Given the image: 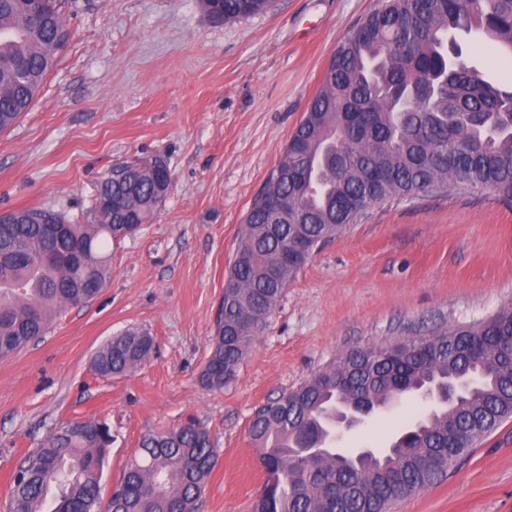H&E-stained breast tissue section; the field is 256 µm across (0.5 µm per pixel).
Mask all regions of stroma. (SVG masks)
Returning <instances> with one entry per match:
<instances>
[{
  "instance_id": "1",
  "label": "stroma",
  "mask_w": 512,
  "mask_h": 512,
  "mask_svg": "<svg viewBox=\"0 0 512 512\" xmlns=\"http://www.w3.org/2000/svg\"><path fill=\"white\" fill-rule=\"evenodd\" d=\"M376 2L274 0L215 24L199 0H69L68 41L29 111L0 131V213L50 208L87 223L97 183L131 157L163 155L171 181L155 218L113 243L101 293L0 361V512L25 457L62 423L109 426L107 496L144 434L190 416L217 454L197 512H251L259 406L345 351L476 324L512 303V204L488 191L394 200L313 254L229 385L200 382L244 214L331 55ZM129 329L153 337L150 356L128 375H96L95 352ZM427 409L380 413L344 445L385 446ZM394 512H512V418Z\"/></svg>"
}]
</instances>
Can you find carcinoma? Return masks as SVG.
I'll use <instances>...</instances> for the list:
<instances>
[{"mask_svg": "<svg viewBox=\"0 0 512 512\" xmlns=\"http://www.w3.org/2000/svg\"><path fill=\"white\" fill-rule=\"evenodd\" d=\"M221 21L265 13L272 0H200ZM65 0H0V131L28 111L69 32ZM512 57V0H378L332 55L282 158L251 201L229 265L202 385L236 377L254 339L309 258L390 201L450 189L490 190L512 202V86L463 58L455 35ZM165 194L117 165L98 187L91 220L24 208L0 218V361L46 334L65 309L92 300L110 275L124 224H145ZM290 252L280 264L277 255ZM127 330L95 354L104 378L150 354ZM481 380L429 410L364 457L291 452L325 438L339 402L381 411L413 385ZM512 417V304L475 326L348 350L261 405L250 423L264 481L252 512H391ZM112 444L97 420L68 422L18 469L11 512H99ZM208 431L190 418L148 433L127 462L108 512H194L212 467Z\"/></svg>", "mask_w": 512, "mask_h": 512, "instance_id": "cac0c4a2", "label": "carcinoma"}]
</instances>
